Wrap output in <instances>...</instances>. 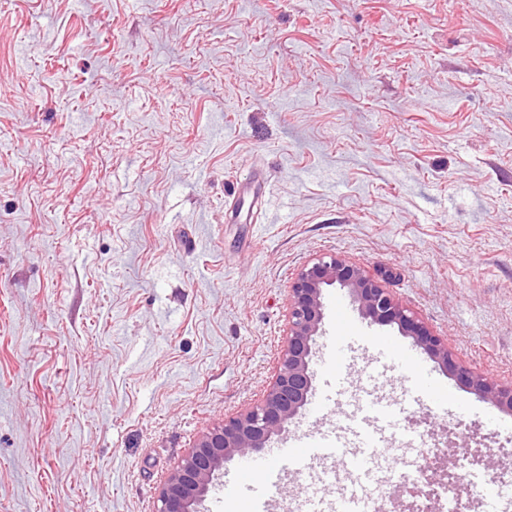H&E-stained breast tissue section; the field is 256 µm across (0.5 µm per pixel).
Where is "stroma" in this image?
Segmentation results:
<instances>
[{"label":"stroma","mask_w":512,"mask_h":512,"mask_svg":"<svg viewBox=\"0 0 512 512\" xmlns=\"http://www.w3.org/2000/svg\"><path fill=\"white\" fill-rule=\"evenodd\" d=\"M323 253L512 382V0H0V512H156ZM349 364L400 402L389 447L512 454Z\"/></svg>","instance_id":"obj_1"}]
</instances>
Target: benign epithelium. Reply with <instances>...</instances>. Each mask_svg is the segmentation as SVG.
Wrapping results in <instances>:
<instances>
[{"label":"benign epithelium","mask_w":512,"mask_h":512,"mask_svg":"<svg viewBox=\"0 0 512 512\" xmlns=\"http://www.w3.org/2000/svg\"><path fill=\"white\" fill-rule=\"evenodd\" d=\"M337 285L348 290L362 316L380 326L395 325L449 375L464 383L478 398L501 411L512 412V384L503 385L459 363L448 341L433 334L389 289L371 278L364 266L333 253H324L295 275L288 302V332L279 355V369L263 399L202 434L158 491L157 512H200L210 485L224 463L269 447L301 414L313 388L310 363L316 337L322 331L323 290ZM448 464L429 466L407 490L402 512H414L417 500H434L436 486L451 478Z\"/></svg>","instance_id":"1"}]
</instances>
